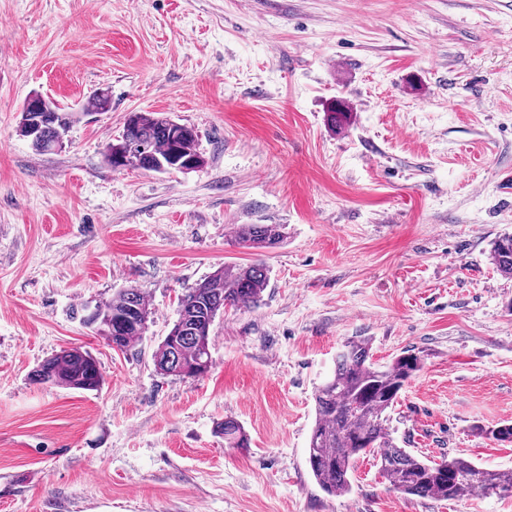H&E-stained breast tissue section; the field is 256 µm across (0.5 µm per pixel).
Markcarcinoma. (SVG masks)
<instances>
[{"instance_id":"cac0c4a2","label":"carcinoma","mask_w":512,"mask_h":512,"mask_svg":"<svg viewBox=\"0 0 512 512\" xmlns=\"http://www.w3.org/2000/svg\"><path fill=\"white\" fill-rule=\"evenodd\" d=\"M46 122L32 130L31 113L21 112L19 135L43 152L59 147L60 135L72 122L73 113L62 112L47 101ZM113 152L105 147V159L113 167L141 169L164 164L198 168L203 158L196 148L193 129L158 112L128 115ZM283 240L280 224H240L236 241L246 249H269ZM491 261L497 270L512 276V235L492 244ZM268 270L260 264L224 266L187 288L178 298V317L153 353L157 371L179 378H196L211 367L210 331L216 316L226 308H249L260 301L267 287ZM100 329L112 349L127 351L146 332L150 315L147 293L142 288L120 290L100 306ZM422 356L405 350L386 366L372 361L366 338L351 340L336 357L333 376L314 394L315 425L307 462L324 491L334 496L351 492V474L356 461L367 455L377 458L390 487L402 494L459 500L477 491L512 496V470L490 471L471 461L450 456L433 462L397 446L389 428V410L405 386L422 370ZM31 380L47 388L78 392L100 389L103 376L98 362L79 348H64L42 361ZM230 448L250 447L249 438L233 418L217 424ZM499 444L512 443V422L503 421L486 430Z\"/></svg>"}]
</instances>
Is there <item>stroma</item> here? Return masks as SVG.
<instances>
[{"mask_svg":"<svg viewBox=\"0 0 512 512\" xmlns=\"http://www.w3.org/2000/svg\"><path fill=\"white\" fill-rule=\"evenodd\" d=\"M101 88L110 109L85 113ZM35 93L75 115L51 152L17 132ZM132 112L192 128L203 165L112 169ZM240 224L285 236L247 250ZM506 234L512 0H0V512H512L396 492L370 456L330 496L307 463L314 393L361 336L381 365L424 355L399 446L512 470L485 434L512 421ZM251 262L268 286L216 317L209 372L158 373L184 289ZM130 286L152 314L122 353L74 311ZM73 346L100 390L31 381ZM491 261L504 276H512V235H503L492 244ZM217 433L224 436V443L230 448H249V438L240 425L233 418H224V421L217 424Z\"/></svg>","mask_w":512,"mask_h":512,"instance_id":"obj_1","label":"stroma"}]
</instances>
